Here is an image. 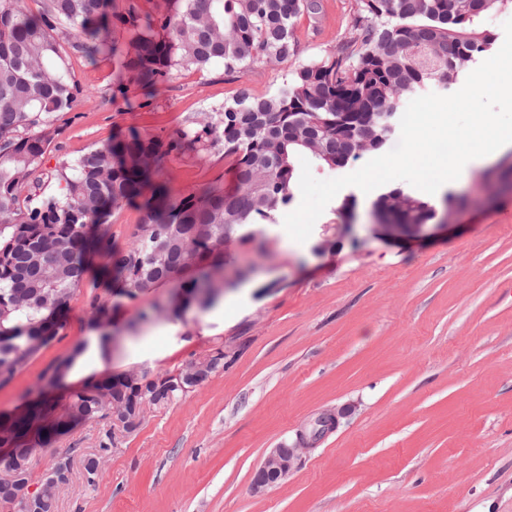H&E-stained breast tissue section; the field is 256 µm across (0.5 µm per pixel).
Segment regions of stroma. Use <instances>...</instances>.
Wrapping results in <instances>:
<instances>
[{
    "mask_svg": "<svg viewBox=\"0 0 512 512\" xmlns=\"http://www.w3.org/2000/svg\"><path fill=\"white\" fill-rule=\"evenodd\" d=\"M357 0H320L293 26L297 52L247 73L174 69L154 95L122 83L111 57L86 59L74 31L68 47L83 91L37 171L43 191L61 164L129 129L169 139L198 128L241 89L275 92L301 66L336 53L354 33ZM172 198L234 184L223 145L168 158ZM409 190L389 182L370 193L342 189L305 243L290 238L286 214L243 227L224 252L232 276L211 306L188 302L187 285L210 269L128 296L96 255L56 338L0 385V417L45 395L65 409L71 391L44 372L72 353L91 325L92 301L120 352L113 374L175 373L216 348L224 367L163 407H147L108 453L106 421L78 424L41 450L34 479L61 452L72 474L55 512H512V148L436 193L421 229L388 236L372 222L379 195ZM350 211H343V203ZM180 315H172L175 304ZM344 409L338 429L305 454L288 478L253 493L252 477L277 445H291L320 411ZM101 456L103 476L84 478Z\"/></svg>",
    "mask_w": 512,
    "mask_h": 512,
    "instance_id": "1",
    "label": "stroma"
}]
</instances>
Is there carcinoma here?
Instances as JSON below:
<instances>
[{
  "label": "carcinoma",
  "mask_w": 512,
  "mask_h": 512,
  "mask_svg": "<svg viewBox=\"0 0 512 512\" xmlns=\"http://www.w3.org/2000/svg\"><path fill=\"white\" fill-rule=\"evenodd\" d=\"M144 13L134 0H43L37 14L20 0H0V378L12 377L62 327L88 258L102 254L128 294L170 281L207 259L219 265L224 244L241 227L272 219L292 198L293 159L304 153L321 166H343L370 136L382 145L401 98L431 81L450 84L468 63L488 52L482 20L512 0H358L356 35L336 54L297 69L267 98L242 89L201 130L168 140L132 129L95 147L53 174L58 192H41L38 162L60 133L58 121L81 93L54 37L60 25L76 32L73 48L94 61L116 60L122 72L153 94L175 68L204 70L221 63L245 73L257 63L281 64L296 54L293 26L317 0H165ZM383 20L379 26L365 23ZM120 32L122 38H109ZM221 141L236 186L193 189L171 199L157 179L168 157ZM151 188L132 244L112 246L90 224ZM376 207L401 224H426L434 206L400 189ZM171 374H130L97 381L72 394L64 417L39 398L7 418L0 447L31 480L27 442L45 448L72 425L112 418V401L131 411L164 406L183 391ZM71 474L70 452L43 477ZM0 507L24 512L17 489L0 479Z\"/></svg>",
  "instance_id": "1"
}]
</instances>
